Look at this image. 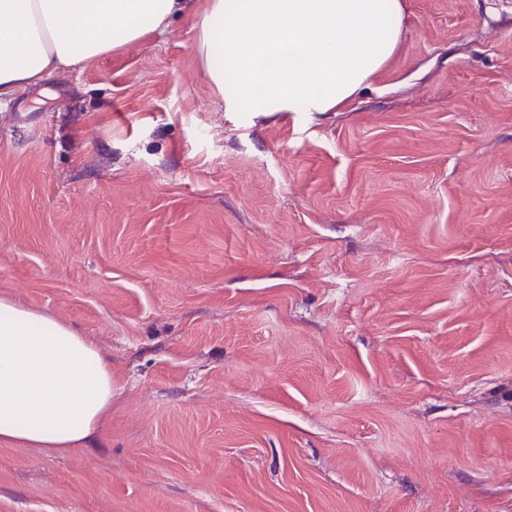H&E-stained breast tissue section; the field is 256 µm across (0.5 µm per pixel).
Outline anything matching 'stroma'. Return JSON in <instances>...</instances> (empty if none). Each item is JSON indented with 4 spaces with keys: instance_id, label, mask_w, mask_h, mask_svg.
I'll return each mask as SVG.
<instances>
[{
    "instance_id": "stroma-1",
    "label": "stroma",
    "mask_w": 512,
    "mask_h": 512,
    "mask_svg": "<svg viewBox=\"0 0 512 512\" xmlns=\"http://www.w3.org/2000/svg\"><path fill=\"white\" fill-rule=\"evenodd\" d=\"M343 112H226L199 18L0 106V296L112 364L0 512H512V0H405Z\"/></svg>"
}]
</instances>
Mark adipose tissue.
Instances as JSON below:
<instances>
[{
	"label": "adipose tissue",
	"instance_id": "1",
	"mask_svg": "<svg viewBox=\"0 0 512 512\" xmlns=\"http://www.w3.org/2000/svg\"><path fill=\"white\" fill-rule=\"evenodd\" d=\"M197 10L198 52L228 112H338L403 36L404 0H0V104ZM112 368L92 338L0 297V443L96 445Z\"/></svg>",
	"mask_w": 512,
	"mask_h": 512
}]
</instances>
